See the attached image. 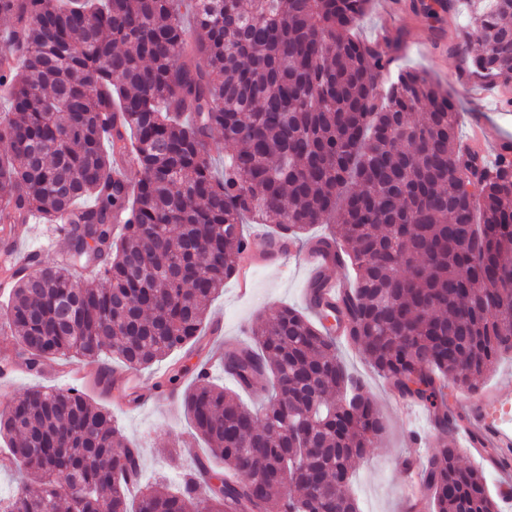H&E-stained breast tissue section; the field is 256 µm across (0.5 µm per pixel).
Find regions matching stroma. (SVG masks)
I'll return each mask as SVG.
<instances>
[{
    "label": "stroma",
    "mask_w": 512,
    "mask_h": 512,
    "mask_svg": "<svg viewBox=\"0 0 512 512\" xmlns=\"http://www.w3.org/2000/svg\"><path fill=\"white\" fill-rule=\"evenodd\" d=\"M463 23L461 16L444 14L436 24H429L413 10L411 0H372L355 33L370 41L387 34H403L405 46L401 64L430 72L459 101L460 133H468L475 123L492 129L486 156L493 160L499 146L512 142V112L502 109L499 95L494 91L477 102L469 99L470 81L465 74L463 59L448 50L449 31ZM305 282V271L290 258L257 268L247 296H239L234 280H227L223 293L208 307V321L222 324L223 340L250 342V330L258 319L271 316L284 304L304 309L302 292ZM340 357L348 371L364 382L386 424L376 447L370 449L364 459L353 463L348 489L357 498L361 512H405L400 496V487L406 479L402 459L432 453L439 446L428 412L416 405L395 404L388 385L354 349L341 346ZM197 363V356L180 351L140 371V388L148 393L169 368L181 369L182 376L175 386L177 396L169 402L161 400L133 406L120 402L117 394H102L95 383L81 386L91 402L111 411L114 422L129 441L143 447L147 477L176 475L190 468L195 458L205 456L207 452L205 444L192 437L190 420L180 398L194 382ZM44 370L41 376L26 373L0 376V408L9 405L28 387L56 388L74 383L71 376L59 374L56 361L46 362Z\"/></svg>",
    "instance_id": "1"
}]
</instances>
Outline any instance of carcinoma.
Masks as SVG:
<instances>
[{
  "mask_svg": "<svg viewBox=\"0 0 512 512\" xmlns=\"http://www.w3.org/2000/svg\"><path fill=\"white\" fill-rule=\"evenodd\" d=\"M370 0H0V226L64 221L65 257L12 283L0 332L32 374L49 359L115 355L144 370L197 356L208 303L237 274L243 225L273 224L354 275L325 311L443 438L427 458L432 512H501L484 468L452 446L471 394L512 354V156L464 147L459 109L424 70L391 64L402 34L354 30ZM464 13L453 51L484 84L512 86V0H432ZM194 25H184L183 16ZM478 41L470 55L471 35ZM229 152L218 174L210 141ZM134 154L136 177L113 178ZM125 217L122 234L114 218ZM95 270L83 277L82 271ZM260 352L224 349V372L265 403L200 376L183 392L211 457L139 482L141 449L76 388L32 387L0 413V468L21 486L0 512H359L351 463L385 430L342 365L333 327L279 307L252 329ZM224 465L214 470L212 460Z\"/></svg>",
  "mask_w": 512,
  "mask_h": 512,
  "instance_id": "obj_1",
  "label": "carcinoma"
}]
</instances>
